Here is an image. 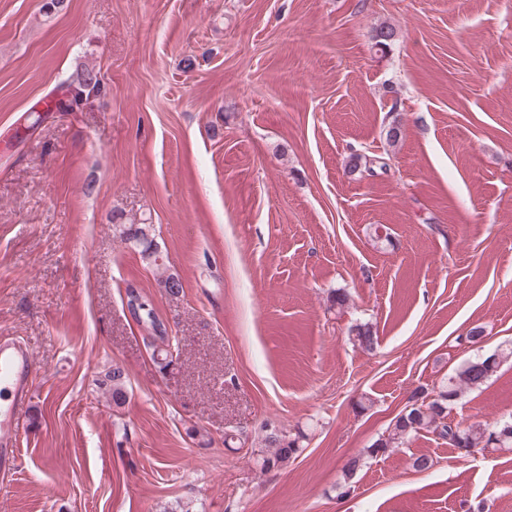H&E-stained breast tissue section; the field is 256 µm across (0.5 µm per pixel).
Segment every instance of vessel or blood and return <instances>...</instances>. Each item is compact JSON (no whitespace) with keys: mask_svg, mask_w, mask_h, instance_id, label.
Wrapping results in <instances>:
<instances>
[{"mask_svg":"<svg viewBox=\"0 0 512 512\" xmlns=\"http://www.w3.org/2000/svg\"><path fill=\"white\" fill-rule=\"evenodd\" d=\"M30 350L10 336H0V467L19 468L17 436L30 398Z\"/></svg>","mask_w":512,"mask_h":512,"instance_id":"1","label":"vessel or blood"}]
</instances>
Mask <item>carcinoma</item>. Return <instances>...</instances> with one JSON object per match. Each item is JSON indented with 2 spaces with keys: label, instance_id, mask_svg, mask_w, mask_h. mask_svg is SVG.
Segmentation results:
<instances>
[{
  "label": "carcinoma",
  "instance_id": "1",
  "mask_svg": "<svg viewBox=\"0 0 512 512\" xmlns=\"http://www.w3.org/2000/svg\"><path fill=\"white\" fill-rule=\"evenodd\" d=\"M120 240L132 243L141 248L144 258L153 260L155 266H160V254L153 240L149 239V225L129 224L122 225L118 232ZM354 344L360 348L371 351L377 343L371 327L360 325L353 329ZM500 364V356L491 355L463 364L455 374L442 381L435 394L429 395L423 391L416 397V403L399 414L389 428L388 436L373 444L370 452L378 454L393 447L405 437L422 430L432 432L439 438L447 440L459 451L471 455L474 449L483 450L490 444L496 443L501 448L512 447V422H504L495 427L482 425L461 429L448 421V409L462 395L466 389H473L483 385L489 380ZM105 381L112 383V402L121 406L126 402L127 375L124 369L114 364L105 374ZM267 441L270 448L267 456L263 458L262 466L270 469L288 463V460L297 454L295 442L269 434Z\"/></svg>",
  "mask_w": 512,
  "mask_h": 512
}]
</instances>
